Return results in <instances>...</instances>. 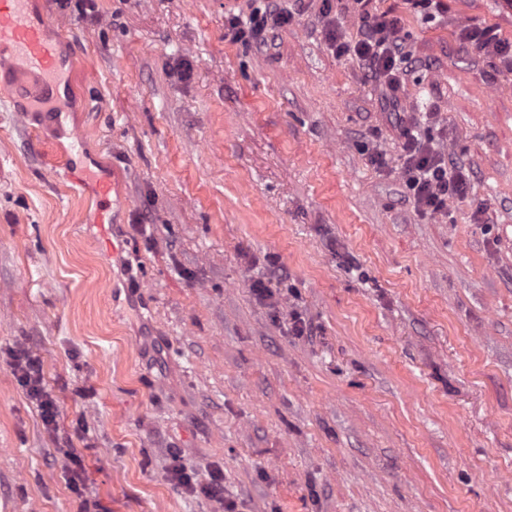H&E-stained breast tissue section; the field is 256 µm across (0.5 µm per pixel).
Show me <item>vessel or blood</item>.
<instances>
[{"label":"vessel or blood","instance_id":"b4317fda","mask_svg":"<svg viewBox=\"0 0 512 512\" xmlns=\"http://www.w3.org/2000/svg\"><path fill=\"white\" fill-rule=\"evenodd\" d=\"M40 72L38 96L51 99L61 79L69 74L71 60L49 33L45 20L32 15L28 0H0V67ZM67 175L73 182L88 187L98 210V225L110 223V212L125 202L111 196L106 176L89 166H69Z\"/></svg>","mask_w":512,"mask_h":512}]
</instances>
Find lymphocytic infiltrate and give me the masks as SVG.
Masks as SVG:
<instances>
[{"mask_svg":"<svg viewBox=\"0 0 512 512\" xmlns=\"http://www.w3.org/2000/svg\"><path fill=\"white\" fill-rule=\"evenodd\" d=\"M372 0H354L360 15V32L356 41H348L339 32L331 5H323L321 14L329 47L336 56L354 57L368 77L381 89L388 111L394 112V125L401 145L400 173L409 198L420 214L444 216L451 200L464 197L470 188L465 168L450 162L447 154L436 148L431 136L421 135L415 122L398 116L400 92L405 76L413 64L405 47L398 21L386 11L371 10ZM307 8L306 0H294L293 9L280 6L279 0H246L244 7L228 13L224 28L232 41L264 47L276 29L287 24L293 12ZM457 36L479 52L498 59L503 71L512 72V45L491 26H462ZM12 366L18 373L27 396L35 401L45 425L56 420V402L43 384L39 358L23 352Z\"/></svg>","mask_w":512,"mask_h":512,"instance_id":"lymphocytic-infiltrate-1","label":"lymphocytic infiltrate"}]
</instances>
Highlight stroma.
<instances>
[{"label":"stroma","instance_id":"1","mask_svg":"<svg viewBox=\"0 0 512 512\" xmlns=\"http://www.w3.org/2000/svg\"><path fill=\"white\" fill-rule=\"evenodd\" d=\"M446 3L376 2L415 59L403 111L470 171L445 218L321 0L262 49L225 39L229 0H32L73 67L49 101L0 69V512H213L176 465L241 512H512V75L455 35L512 41V11ZM60 126L131 202L119 259ZM25 387L27 396L37 403L46 426L56 420V402L43 384L42 365L39 358L26 352L17 354L11 363ZM210 482L200 487L199 491L205 497L218 504L217 511L235 512L238 510V504L233 500L224 498V479L219 470H214L210 475Z\"/></svg>","mask_w":512,"mask_h":512}]
</instances>
